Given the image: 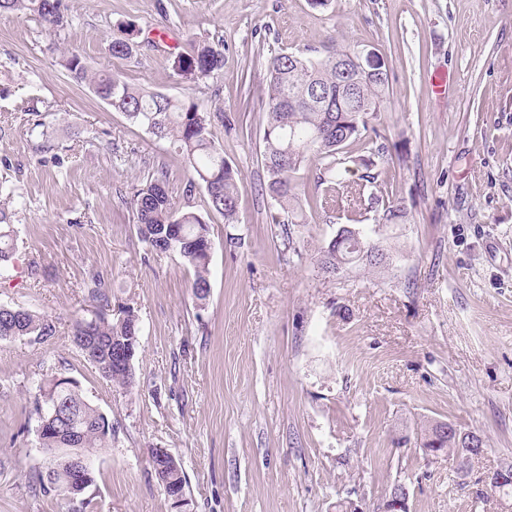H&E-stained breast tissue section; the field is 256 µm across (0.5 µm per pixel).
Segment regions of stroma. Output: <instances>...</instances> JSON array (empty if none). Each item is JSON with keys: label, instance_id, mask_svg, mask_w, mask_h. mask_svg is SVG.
I'll use <instances>...</instances> for the list:
<instances>
[{"label": "stroma", "instance_id": "35a3bbf8", "mask_svg": "<svg viewBox=\"0 0 512 512\" xmlns=\"http://www.w3.org/2000/svg\"><path fill=\"white\" fill-rule=\"evenodd\" d=\"M71 25L0 13V215L17 235L0 305L53 319L41 345L0 340V512H82L79 499L34 492L43 459L33 395L43 374L76 380L112 421L87 491L95 512H336L340 499L380 512L394 486L410 512H512L485 478L512 463V0H66ZM135 24L138 61L114 58ZM222 43L220 80L174 69L186 34ZM348 46L383 55L390 95L372 130L346 147L344 181L389 196L402 224L362 222L386 264L320 265L347 224L346 198L304 224H273L260 155L271 54L325 57ZM224 110L216 141L239 172L240 221L211 216L210 294L193 269L141 241L129 200L164 165L175 201L188 173L156 139L76 85L59 65ZM446 75L436 96L431 81ZM388 162L365 167L373 141ZM99 279L112 309L134 308L135 386L116 391L74 346L71 327ZM480 435L470 473L426 455L425 424ZM168 449L186 476L183 510L156 480Z\"/></svg>", "mask_w": 512, "mask_h": 512}]
</instances>
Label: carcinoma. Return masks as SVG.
I'll list each match as a JSON object with an SVG mask.
<instances>
[{"label":"carcinoma","instance_id":"carcinoma-1","mask_svg":"<svg viewBox=\"0 0 512 512\" xmlns=\"http://www.w3.org/2000/svg\"><path fill=\"white\" fill-rule=\"evenodd\" d=\"M0 12L18 15L33 13L44 25L60 32L69 26L64 0H0ZM136 26L128 24L112 40V56L130 60L136 56L130 44L135 42ZM175 72L183 80L197 83L214 79L224 68V51L209 41L189 35L178 52ZM69 78L87 83L98 97H106L116 112L159 140L173 143L183 157L188 183L199 184L206 194L207 210L224 217V223H239L241 183L237 171L224 158L216 143L213 128L231 122L221 111H212L192 98H175L141 87H134L120 76L101 73L89 75L85 61L67 53L60 60ZM266 123L263 129L262 161L267 172L264 193L275 208L273 223H305L302 208L304 185L297 174L315 162L325 173L338 170L343 150L368 129L369 120L381 111L389 95L387 65L379 75L367 76L355 96L345 95L336 74V58L283 52L267 60ZM130 208L137 233L152 249L176 252L193 268V296L202 302L210 292L208 279L212 247L208 223L191 209L179 206L169 192L164 170L133 192ZM14 230L0 224V272L8 270L14 251ZM362 231L345 239L338 231L322 251V269L330 274L351 264L380 263ZM90 303L88 315L77 319L73 341L84 358L113 386L130 392L133 373L112 365V340L129 341L139 335V316L127 307L124 318L109 314L111 294L102 283L86 286ZM56 334L53 320L24 308L0 306V340L24 338L44 344ZM38 420L60 409L63 429L38 437L43 448V470L34 476L35 490L43 494L72 493L71 483L78 474L73 460L93 462L102 450L112 447V420L94 406L79 386L62 388L56 375L47 376L38 386L32 401ZM165 477L186 494L187 481L181 463H171Z\"/></svg>","mask_w":512,"mask_h":512}]
</instances>
